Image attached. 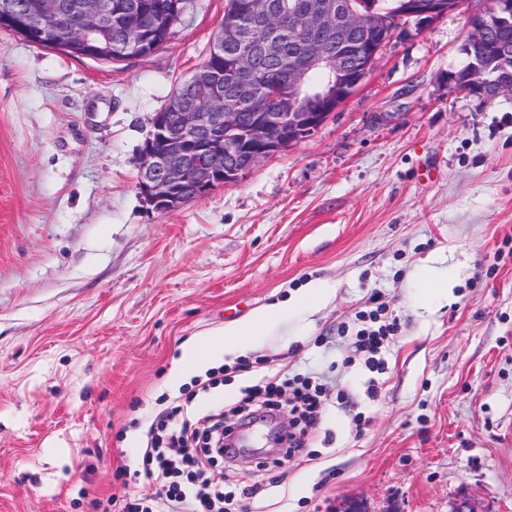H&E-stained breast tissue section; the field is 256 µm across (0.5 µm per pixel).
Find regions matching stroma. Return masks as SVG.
Instances as JSON below:
<instances>
[{
  "mask_svg": "<svg viewBox=\"0 0 512 512\" xmlns=\"http://www.w3.org/2000/svg\"><path fill=\"white\" fill-rule=\"evenodd\" d=\"M494 5L394 35L317 132L171 213L141 199L138 149L226 0H192L168 43L119 62L0 28V512H97L157 398L206 371L184 348L312 280L328 302L212 362L314 371L332 393L278 468L253 451L292 415L249 428L224 477L268 492L237 512H512V95L451 80ZM433 254L447 304L418 281ZM375 293L399 324L379 376L338 333Z\"/></svg>",
  "mask_w": 512,
  "mask_h": 512,
  "instance_id": "stroma-1",
  "label": "stroma"
}]
</instances>
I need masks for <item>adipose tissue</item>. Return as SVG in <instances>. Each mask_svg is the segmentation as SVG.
Returning <instances> with one entry per match:
<instances>
[{
  "label": "adipose tissue",
  "instance_id": "adipose-tissue-1",
  "mask_svg": "<svg viewBox=\"0 0 512 512\" xmlns=\"http://www.w3.org/2000/svg\"><path fill=\"white\" fill-rule=\"evenodd\" d=\"M331 295L324 283L313 282L303 288L290 301L274 305L259 312L254 319L225 332L223 337L214 339L208 348H192L185 352L183 360L186 366L192 367L210 359L214 354L223 350H248L254 336L267 325L287 316L290 308H315L323 304Z\"/></svg>",
  "mask_w": 512,
  "mask_h": 512
}]
</instances>
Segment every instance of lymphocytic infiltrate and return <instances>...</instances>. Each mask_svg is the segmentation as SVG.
<instances>
[{
    "label": "lymphocytic infiltrate",
    "instance_id": "f902f5d3",
    "mask_svg": "<svg viewBox=\"0 0 512 512\" xmlns=\"http://www.w3.org/2000/svg\"><path fill=\"white\" fill-rule=\"evenodd\" d=\"M384 310L380 304L360 312L351 334V343L364 356L366 367L377 373L385 372L382 351L398 332L396 322L384 320ZM223 384V369L208 370L205 381L182 388L177 404L157 414L146 432L141 468L134 481L123 486L117 503L120 512H225L236 489L225 482L219 465L238 455L237 449L225 445L232 433L224 424L228 412L251 422L288 407L298 428L289 432L286 448L272 463L279 466L303 454L325 406V391L313 376L258 375L230 409L217 406L200 413V398ZM205 459L213 462V469L202 468Z\"/></svg>",
    "mask_w": 512,
    "mask_h": 512
}]
</instances>
